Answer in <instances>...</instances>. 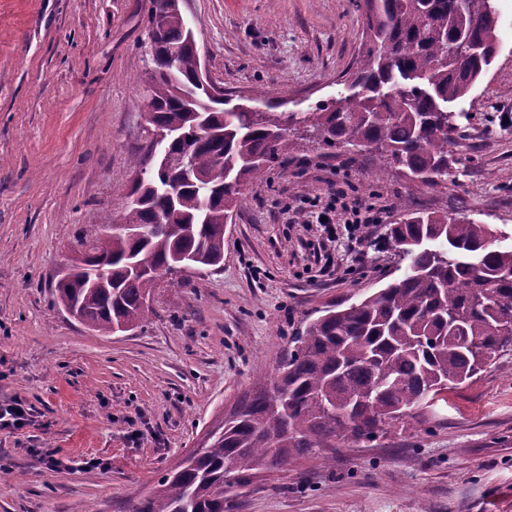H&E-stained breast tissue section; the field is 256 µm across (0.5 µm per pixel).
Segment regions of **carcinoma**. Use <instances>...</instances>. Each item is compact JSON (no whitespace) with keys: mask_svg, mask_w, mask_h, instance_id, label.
Masks as SVG:
<instances>
[{"mask_svg":"<svg viewBox=\"0 0 512 512\" xmlns=\"http://www.w3.org/2000/svg\"><path fill=\"white\" fill-rule=\"evenodd\" d=\"M366 50L346 92L311 112L227 106L195 84L198 58L180 12L152 0L161 40L179 49L173 80L160 64L148 89L151 124L170 131L188 163L173 198L155 192L169 174L135 163L121 223L139 239L94 230L105 283L78 273L56 285L57 302L108 336L143 327L160 270L202 254L224 260V226L242 188L296 148L300 126L327 146L374 149L426 184L451 174L460 128L452 107L470 95L498 51L492 0H365ZM472 51L452 54L459 39ZM386 239L408 259L403 274L364 299L334 305L292 340L270 387L240 402L205 448L160 476L129 512H224V494L263 470L286 467L338 442H355L406 419L428 395L478 375L512 347V249L493 246L488 224L410 212Z\"/></svg>","mask_w":512,"mask_h":512,"instance_id":"carcinoma-1","label":"carcinoma"}]
</instances>
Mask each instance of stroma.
<instances>
[{
    "label": "stroma",
    "mask_w": 512,
    "mask_h": 512,
    "mask_svg": "<svg viewBox=\"0 0 512 512\" xmlns=\"http://www.w3.org/2000/svg\"><path fill=\"white\" fill-rule=\"evenodd\" d=\"M498 56L455 104L482 139L458 141L425 185L317 140L248 184L224 260L157 283L141 328L99 335L55 301L57 271L119 217L146 158L151 0H0V404L34 421L0 430V512H128L135 494L268 386L292 336L328 306L403 270L385 241L404 210L458 214L512 247V0H493ZM202 62L232 99L287 111L336 98L366 48L364 0H182ZM384 211L320 271L305 199L336 182ZM55 448L62 466L35 454ZM98 466H89V459ZM228 512H512V351L387 434L255 475ZM34 407L25 399L16 398L0 406V428L18 430L32 421Z\"/></svg>",
    "instance_id": "35a3bbf8"
}]
</instances>
